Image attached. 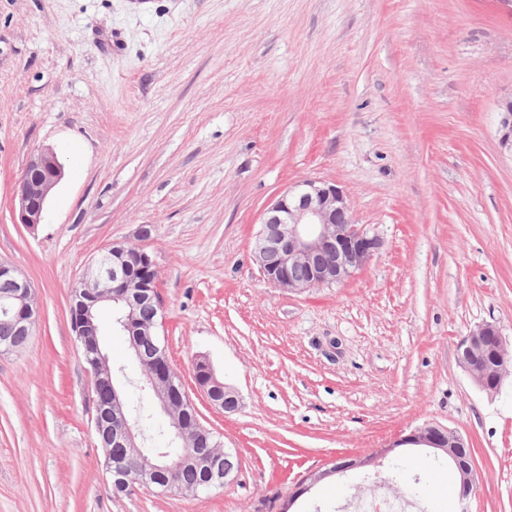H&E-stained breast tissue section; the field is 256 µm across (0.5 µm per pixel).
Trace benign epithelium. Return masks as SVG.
<instances>
[{
    "instance_id": "7a95c632",
    "label": "benign epithelium",
    "mask_w": 512,
    "mask_h": 512,
    "mask_svg": "<svg viewBox=\"0 0 512 512\" xmlns=\"http://www.w3.org/2000/svg\"><path fill=\"white\" fill-rule=\"evenodd\" d=\"M500 143L512 154V96L498 101ZM27 168L40 175L38 183L22 181L18 192L21 223L33 226L41 223L46 198L60 182L64 167L50 149L35 154ZM381 241L355 224L343 191L333 183L304 179L272 200L264 210L258 232L254 260L266 280L293 293L310 288L341 283L363 268L379 251ZM153 267L142 246L130 247L124 242L111 245L109 257L90 264L72 290L73 316L71 326L78 342L88 348L87 336L94 328L96 305L112 300V289H123L122 301L134 310L143 301L158 299L156 282L147 277L136 278L134 271ZM303 269L307 276L299 278L294 270ZM12 284V299L18 305L3 310L12 328L20 336L31 335L37 320V308L32 305L30 280L16 267L0 262V276ZM459 363L479 387L492 391L512 369V354L499 327L484 322L470 330L459 345ZM91 375V392L109 393L107 407L94 405L92 425L106 449V474L115 491H123L131 483L140 485L166 484L163 475L172 471L170 465L132 470L112 458L114 448L137 447V434L122 411V399L112 382L107 357L96 348L87 356ZM145 383L152 388L162 412L172 413L171 399L176 387L170 375L156 371L157 363L140 362ZM202 372L200 388L210 404L231 411L238 404L235 392L221 382L209 363L197 362ZM409 443L432 446L448 455L462 484H476L473 457L462 455L466 442L454 431L426 426L406 437ZM224 454L220 445L195 448L186 461L196 465L205 475L207 490L222 489L234 480L230 472L217 466Z\"/></svg>"
}]
</instances>
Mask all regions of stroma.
<instances>
[{
    "label": "stroma",
    "instance_id": "35a3bbf8",
    "mask_svg": "<svg viewBox=\"0 0 512 512\" xmlns=\"http://www.w3.org/2000/svg\"><path fill=\"white\" fill-rule=\"evenodd\" d=\"M510 95L499 0H0V262L40 311L27 345L0 353V512H350L403 496L396 456L417 512H512V375L486 394L457 355L483 322L512 344L496 108ZM45 148L65 174L31 229L17 191ZM307 178L340 187L382 247L344 283L294 294L253 251L265 206ZM116 241L152 256L171 365L239 458L224 489H109L70 293ZM104 348L124 390L141 383L125 335ZM200 358L235 411L204 398ZM428 425L474 450L466 504L447 459L402 443Z\"/></svg>",
    "mask_w": 512,
    "mask_h": 512
}]
</instances>
